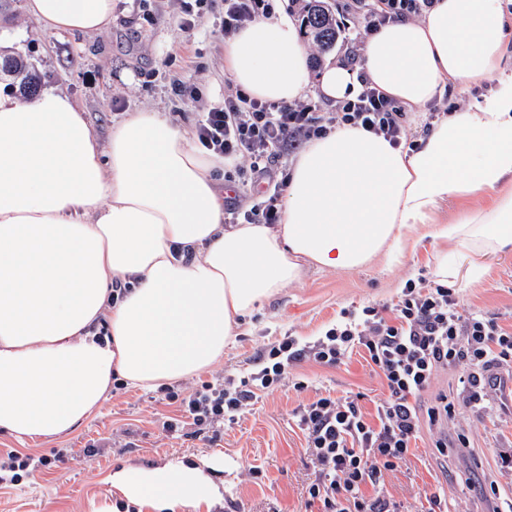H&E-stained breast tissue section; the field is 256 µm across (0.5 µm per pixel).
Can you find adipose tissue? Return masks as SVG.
<instances>
[{"instance_id": "obj_1", "label": "adipose tissue", "mask_w": 512, "mask_h": 512, "mask_svg": "<svg viewBox=\"0 0 512 512\" xmlns=\"http://www.w3.org/2000/svg\"><path fill=\"white\" fill-rule=\"evenodd\" d=\"M113 0H27L44 31L96 34ZM512 0H434L382 26L361 71L404 111L447 85L497 82L432 121L417 149L345 125L309 141L277 224L224 225L226 163L161 112L129 113L99 142L66 94L0 93V432L22 443L66 436L104 405L113 379L155 389L224 358L241 319L310 269L399 263L413 230L451 242L440 282L478 281L512 246ZM249 97L291 103L310 87L352 97L356 71H309L294 22L276 11L224 45ZM485 206L439 221L448 201ZM130 289L113 299L112 285ZM224 458L116 466L106 481L139 512H200L224 497Z\"/></svg>"}]
</instances>
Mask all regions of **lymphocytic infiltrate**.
I'll return each instance as SVG.
<instances>
[{
	"mask_svg": "<svg viewBox=\"0 0 512 512\" xmlns=\"http://www.w3.org/2000/svg\"><path fill=\"white\" fill-rule=\"evenodd\" d=\"M432 0H351L345 15L354 27L372 33L388 22L420 16ZM360 90L333 112L311 104H273L239 92L203 113L195 127L197 142L208 152L236 163L250 206L227 202L228 224H274L278 201L287 185L280 160L303 143L349 124L383 135L392 144L406 139V114L359 74ZM362 353L385 383L387 394L364 412L361 394L316 393L302 404L294 423L302 432L318 476L307 488V504L317 512H406L384 490V477L407 460L424 427L446 420L462 405L493 416L497 409L485 395L489 373L512 369V326L472 311L462 313L453 289L445 285L408 287L389 309L366 306L342 310L340 319L311 345L284 337L265 347L257 372L239 379H217L166 398L178 418L164 421L167 432L185 426L219 434L236 423L260 394L291 385L290 364L308 360L323 367ZM466 367L460 376L458 404L447 398L422 407L438 370Z\"/></svg>",
	"mask_w": 512,
	"mask_h": 512,
	"instance_id": "lymphocytic-infiltrate-1",
	"label": "lymphocytic infiltrate"
}]
</instances>
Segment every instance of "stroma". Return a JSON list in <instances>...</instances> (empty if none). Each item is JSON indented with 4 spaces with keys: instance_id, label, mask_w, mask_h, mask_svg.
<instances>
[{
    "instance_id": "stroma-1",
    "label": "stroma",
    "mask_w": 512,
    "mask_h": 512,
    "mask_svg": "<svg viewBox=\"0 0 512 512\" xmlns=\"http://www.w3.org/2000/svg\"><path fill=\"white\" fill-rule=\"evenodd\" d=\"M26 0H0V49L22 53L45 87L67 94L86 114L99 138L126 113L156 109L186 132H194L202 112L223 102L229 78L224 72V37L220 25L224 0H208L193 33L179 26L184 0H114L112 25L101 34L46 33L28 16ZM194 84L203 96L184 102L171 94L173 82ZM494 80L459 93L449 88L447 100H434L410 113L409 140H420L432 114L445 101L465 105L494 87ZM447 242L409 234L401 264L377 259L362 269L311 271L298 284L282 289L247 316L239 336L225 347L215 369L176 381L187 389L213 380L216 374L240 378L253 371L261 349L286 336L305 344L317 340L340 317L342 309L382 306L397 301L406 284H432L436 255ZM463 310L478 311L512 324V249L491 264L484 279L455 287ZM288 375L305 391L282 389L266 395L239 423L225 427L216 442L182 433L162 432L164 417L175 416L161 390L140 388L110 393L99 413L69 437L37 444H17L0 433V450L50 458V466L27 471L20 482L0 483V512H91L112 501L106 477L113 465L126 462L149 467L177 461L189 463L220 454L224 468L216 481L224 485L221 507L239 504L242 512H310L306 489L316 476L294 410L316 392L363 393L365 411L386 396L382 379L360 355L324 368L308 361L291 365ZM500 417L487 421L457 409L447 424L448 448L439 454L436 431H424L407 465L388 473L385 486L394 499L426 512L425 494L443 482L450 512H506L512 505V469L501 467L499 454H512V405L500 402ZM64 462H53L60 449ZM258 477H248L250 467Z\"/></svg>"
}]
</instances>
